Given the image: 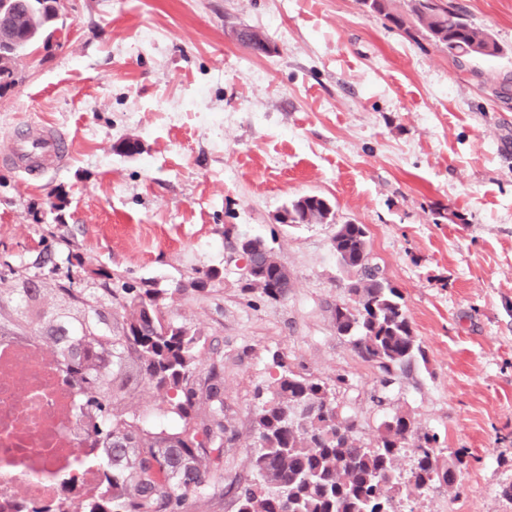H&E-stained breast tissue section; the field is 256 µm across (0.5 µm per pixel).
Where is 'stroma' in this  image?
I'll return each mask as SVG.
<instances>
[{
	"label": "stroma",
	"mask_w": 512,
	"mask_h": 512,
	"mask_svg": "<svg viewBox=\"0 0 512 512\" xmlns=\"http://www.w3.org/2000/svg\"><path fill=\"white\" fill-rule=\"evenodd\" d=\"M460 2L501 57L457 66L359 0H63L55 47L25 56L0 95V150L21 122L72 145L28 184L0 164V286L37 260L66 269L71 251L157 283L202 332L199 375L224 373V481L183 512H236L226 486L251 475L253 393L277 350L294 370L344 376L336 401L362 441L405 412L444 458L464 451L454 488L399 493L396 512H512V0ZM241 26L272 53L238 42ZM309 194L332 201L333 223H276ZM347 222L366 225L426 355L386 392L336 332L350 274L332 237ZM228 228L273 249L287 296L241 292ZM210 269L213 288L178 290Z\"/></svg>",
	"instance_id": "obj_1"
}]
</instances>
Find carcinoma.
<instances>
[{
	"mask_svg": "<svg viewBox=\"0 0 512 512\" xmlns=\"http://www.w3.org/2000/svg\"><path fill=\"white\" fill-rule=\"evenodd\" d=\"M361 2L409 35L425 32L461 67L504 52L453 0H409L406 19L390 12L388 0ZM59 19L58 0H0L1 93L21 81L19 61L53 37ZM282 212L291 227L334 218L330 202L315 194L290 201ZM333 248L357 274L348 289L351 303L336 305V332L374 364L387 388L424 357L404 298L384 284L380 269L361 263L368 252L362 225L340 226ZM9 272L22 287L0 289V332L38 337L64 365L83 391L76 419L106 460L108 482L86 512H178L189 496L215 484L229 431L221 377L213 369L198 381L201 333L168 317L166 291L121 284L108 271L85 268L74 253L63 274L47 276L38 262ZM267 278L275 287L261 295L270 300L293 287L270 271ZM41 294L49 307L31 318V299ZM273 367L256 393L252 478L234 488L237 512H396L391 502L403 487L411 484L422 495L437 483L456 484L463 455L454 452L452 463L441 458L437 435H421L395 414L364 444L356 419L336 412L324 380L294 371L283 353L273 355ZM143 392L154 398L151 418L136 409ZM202 397L216 407L199 422L193 412ZM171 415L179 425L169 426ZM407 452L414 465L403 478L396 459Z\"/></svg>",
	"mask_w": 512,
	"mask_h": 512,
	"instance_id": "cac0c4a2",
	"label": "carcinoma"
}]
</instances>
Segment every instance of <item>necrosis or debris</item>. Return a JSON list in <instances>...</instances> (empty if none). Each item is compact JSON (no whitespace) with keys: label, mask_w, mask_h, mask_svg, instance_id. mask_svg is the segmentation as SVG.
Segmentation results:
<instances>
[{"label":"necrosis or debris","mask_w":512,"mask_h":512,"mask_svg":"<svg viewBox=\"0 0 512 512\" xmlns=\"http://www.w3.org/2000/svg\"><path fill=\"white\" fill-rule=\"evenodd\" d=\"M78 389L31 336H0V512L61 502L65 481L91 498L103 476L74 412Z\"/></svg>","instance_id":"4bbe7bcc"}]
</instances>
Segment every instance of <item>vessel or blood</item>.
Returning a JSON list of instances; mask_svg holds the SVG:
<instances>
[{
    "mask_svg": "<svg viewBox=\"0 0 512 512\" xmlns=\"http://www.w3.org/2000/svg\"><path fill=\"white\" fill-rule=\"evenodd\" d=\"M71 144L56 129L46 125L19 127L0 163L12 166L23 181H31L63 167L70 159Z\"/></svg>",
    "mask_w": 512,
    "mask_h": 512,
    "instance_id": "vessel-or-blood-1",
    "label": "vessel or blood"
}]
</instances>
